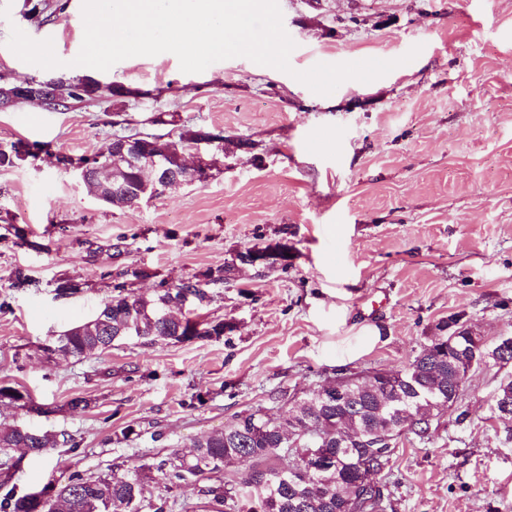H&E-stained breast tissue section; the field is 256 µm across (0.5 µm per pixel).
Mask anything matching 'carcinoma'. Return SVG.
Wrapping results in <instances>:
<instances>
[{
  "mask_svg": "<svg viewBox=\"0 0 512 512\" xmlns=\"http://www.w3.org/2000/svg\"><path fill=\"white\" fill-rule=\"evenodd\" d=\"M66 86L60 101L82 102L102 95L123 101L128 89L114 84L104 92L90 76L58 78ZM198 129L188 128L176 140L161 135L145 137L147 145L163 154L174 175H184L182 155L185 144L194 140ZM30 149L22 141L0 148V167H12L25 160ZM84 183L97 198L112 206H122L125 196L135 193L139 171L121 158H112V173L89 171ZM245 252L236 253L224 265L207 270L203 279L169 285L162 281L150 296L128 288L125 281L113 285L111 299L104 302L92 319L70 327L56 336L63 355L82 357L97 349L112 347L122 340L183 343L210 340L224 335V322L201 323L191 330V317L171 316L175 303L192 297L199 304L206 286L222 284ZM461 315L441 320L435 329L441 335L430 342V353L411 372L399 373L376 387L351 382L346 397L324 402L317 390L297 400L284 420L270 419L262 407L236 413L224 430L194 444L185 455L171 452L166 458L144 463L124 472L113 471L94 479L74 473L66 484L45 485L42 502L30 493L20 495L9 479L0 482V512H55L60 503L64 512H173L177 500L171 492L189 482L232 465L241 466L234 476L203 487L213 512H386L385 484L378 476L388 467L397 439L407 434L421 443L432 441L437 416L430 414L431 403L448 394L454 384L459 353L448 347V323ZM495 411L512 406V379L503 381L495 395ZM321 447L336 457L334 469L314 480H306L299 470L308 467L312 434ZM56 436L19 426L0 428V450L26 448L43 454L56 448ZM155 474L162 492L143 499V481Z\"/></svg>",
  "mask_w": 512,
  "mask_h": 512,
  "instance_id": "obj_1",
  "label": "carcinoma"
}]
</instances>
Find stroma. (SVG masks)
Masks as SVG:
<instances>
[{
	"label": "stroma",
	"instance_id": "obj_1",
	"mask_svg": "<svg viewBox=\"0 0 512 512\" xmlns=\"http://www.w3.org/2000/svg\"><path fill=\"white\" fill-rule=\"evenodd\" d=\"M295 47L290 72L235 57L185 73L174 54L93 71L135 94L56 112L0 110V146L41 145L0 168V425H24L81 446L0 453L18 493L97 477L186 451L236 412L275 417L282 392L328 384L340 368L399 370L454 313L487 343L512 336V0H279ZM52 39L44 69L7 46L12 28ZM76 0H0V84L80 77ZM416 59L402 63L413 46ZM398 60L372 82L313 93L295 75L319 63ZM130 122L116 125L117 113ZM196 126L237 140L216 175L133 206L103 204L62 158L113 135L177 139ZM280 240L287 271L237 266L209 286L194 317L221 320L220 339L123 341L83 358L47 354L65 327L91 318L120 274L149 293L201 278L235 252ZM24 268L32 286L17 288ZM77 292L60 296L56 282ZM380 339L354 360L367 329ZM512 363L474 368L431 443L400 437L388 466L387 512H512V422L494 396ZM76 397L84 409H71ZM132 428L123 436L124 428Z\"/></svg>",
	"mask_w": 512,
	"mask_h": 512
}]
</instances>
